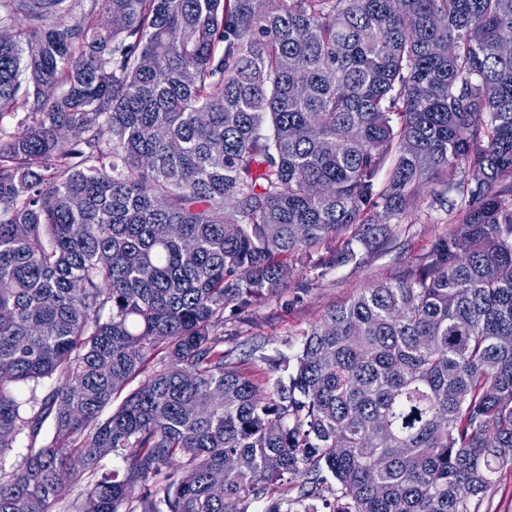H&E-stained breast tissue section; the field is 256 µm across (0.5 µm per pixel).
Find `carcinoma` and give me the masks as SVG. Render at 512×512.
<instances>
[{
	"mask_svg": "<svg viewBox=\"0 0 512 512\" xmlns=\"http://www.w3.org/2000/svg\"><path fill=\"white\" fill-rule=\"evenodd\" d=\"M79 4L0 0V512H479L512 471V0ZM433 180L457 230L262 390L281 358L224 310Z\"/></svg>",
	"mask_w": 512,
	"mask_h": 512,
	"instance_id": "1",
	"label": "carcinoma"
}]
</instances>
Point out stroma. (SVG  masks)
Segmentation results:
<instances>
[{
	"instance_id": "35a3bbf8",
	"label": "stroma",
	"mask_w": 512,
	"mask_h": 512,
	"mask_svg": "<svg viewBox=\"0 0 512 512\" xmlns=\"http://www.w3.org/2000/svg\"><path fill=\"white\" fill-rule=\"evenodd\" d=\"M455 229L452 216L433 202L429 187L418 192V209L390 224L386 236L358 244L360 264L327 263L324 248L294 263L287 289L263 298L245 314L225 312L224 346L244 352L249 342H264L268 353L293 359L304 334L325 313L374 281L401 279L423 264Z\"/></svg>"
}]
</instances>
